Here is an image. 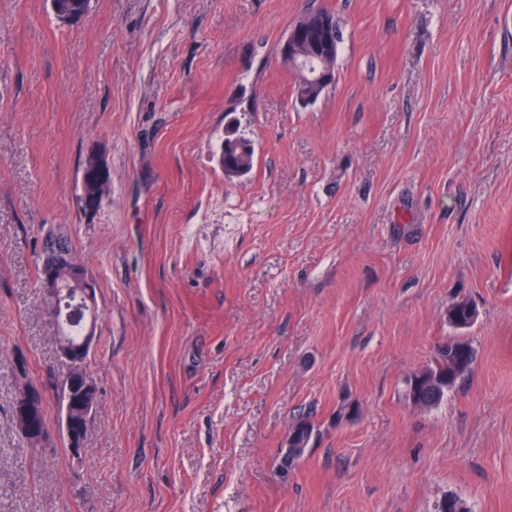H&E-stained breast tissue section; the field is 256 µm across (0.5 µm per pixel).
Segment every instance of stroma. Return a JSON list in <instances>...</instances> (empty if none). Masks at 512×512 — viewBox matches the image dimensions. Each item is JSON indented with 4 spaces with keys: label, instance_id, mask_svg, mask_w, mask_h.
Segmentation results:
<instances>
[{
    "label": "stroma",
    "instance_id": "stroma-1",
    "mask_svg": "<svg viewBox=\"0 0 512 512\" xmlns=\"http://www.w3.org/2000/svg\"><path fill=\"white\" fill-rule=\"evenodd\" d=\"M340 21L300 104L277 46ZM252 172L219 163L228 121ZM100 150L112 191L81 203ZM59 228L93 279L97 408L60 438L36 267ZM476 322L470 373L405 381ZM24 356L45 443L13 422ZM355 420L338 419L341 406ZM317 430L288 473L293 422ZM512 512V0H0V512ZM472 310L468 301H457L448 309V323L456 330L470 328L473 323Z\"/></svg>",
    "mask_w": 512,
    "mask_h": 512
}]
</instances>
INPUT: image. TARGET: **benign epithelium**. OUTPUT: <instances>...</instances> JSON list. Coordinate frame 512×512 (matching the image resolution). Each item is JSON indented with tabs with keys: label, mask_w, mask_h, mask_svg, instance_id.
<instances>
[{
	"label": "benign epithelium",
	"mask_w": 512,
	"mask_h": 512,
	"mask_svg": "<svg viewBox=\"0 0 512 512\" xmlns=\"http://www.w3.org/2000/svg\"><path fill=\"white\" fill-rule=\"evenodd\" d=\"M279 56L283 63L298 68L301 58L292 37L281 44ZM87 185L94 188L93 195H85L84 207L93 209L98 206L109 191V179L106 176L102 160H96L93 166H84ZM55 257L47 264V272L42 276L41 287L49 298V317L55 322L58 317L82 326V336L76 342L66 336L58 337L56 354L63 368L59 382L61 404L60 432L67 440L69 451L77 455L83 445L82 437L94 418L97 398L94 385L86 371L89 353L94 341V329L97 318L95 285L84 274V269L73 265V275L61 278L56 273V262L60 257H68V243L61 234H56ZM15 406V423L25 432L33 444L40 443L46 437V427L38 411L43 407L42 388L27 379L20 382Z\"/></svg>",
	"instance_id": "obj_1"
}]
</instances>
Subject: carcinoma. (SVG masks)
<instances>
[{"label": "carcinoma", "instance_id": "cac0c4a2", "mask_svg": "<svg viewBox=\"0 0 512 512\" xmlns=\"http://www.w3.org/2000/svg\"><path fill=\"white\" fill-rule=\"evenodd\" d=\"M322 12H311L298 20L300 35L298 46L307 62L316 67L323 63L335 69L342 31L333 15H328L329 31L323 34L316 26L315 19ZM294 93L297 99H309L313 102L325 92L327 86L307 83L300 71L294 72ZM225 176L243 177L254 166V147L250 140L237 134L230 127L224 138V151L219 159ZM448 323L457 330H464L472 325V308L468 301L459 300L448 309ZM476 360V353L469 342L453 337L439 347L434 362L413 373L406 381V399L426 408L440 403L448 391L471 370ZM315 433V426L307 417H301L291 426L285 448L281 449V469L288 471L306 454Z\"/></svg>", "mask_w": 512, "mask_h": 512}]
</instances>
